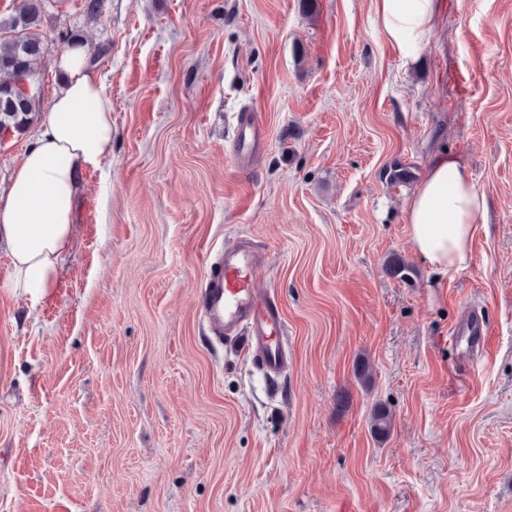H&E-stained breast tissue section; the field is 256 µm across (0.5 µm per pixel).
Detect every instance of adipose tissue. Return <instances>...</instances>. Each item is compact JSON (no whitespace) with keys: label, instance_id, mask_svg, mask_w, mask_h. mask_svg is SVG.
Segmentation results:
<instances>
[{"label":"adipose tissue","instance_id":"adipose-tissue-1","mask_svg":"<svg viewBox=\"0 0 512 512\" xmlns=\"http://www.w3.org/2000/svg\"><path fill=\"white\" fill-rule=\"evenodd\" d=\"M375 8L386 40L408 59L437 26L442 0H375ZM56 66L64 81L0 202L11 267L4 286L34 307L52 296L71 251L78 171L112 155V98L86 50L67 49ZM486 211L485 194L463 174L459 158L438 155L406 209L414 253L443 272L465 269Z\"/></svg>","mask_w":512,"mask_h":512}]
</instances>
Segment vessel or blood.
Returning a JSON list of instances; mask_svg holds the SVG:
<instances>
[{"mask_svg":"<svg viewBox=\"0 0 512 512\" xmlns=\"http://www.w3.org/2000/svg\"><path fill=\"white\" fill-rule=\"evenodd\" d=\"M262 136L251 118L239 119L236 129L238 149H245ZM265 269V260L252 242L241 239L215 257L206 279L200 305L201 315L215 339L236 340L241 352L257 361L270 380H277L288 367L283 341L284 320L278 303L262 297L256 279ZM489 319L466 315L451 332V346L464 355L484 348Z\"/></svg>","mask_w":512,"mask_h":512,"instance_id":"vessel-or-blood-1","label":"vessel or blood"}]
</instances>
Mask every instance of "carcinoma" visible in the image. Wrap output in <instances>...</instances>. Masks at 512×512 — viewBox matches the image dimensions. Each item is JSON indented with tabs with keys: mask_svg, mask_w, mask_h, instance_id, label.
Instances as JSON below:
<instances>
[{
	"mask_svg": "<svg viewBox=\"0 0 512 512\" xmlns=\"http://www.w3.org/2000/svg\"><path fill=\"white\" fill-rule=\"evenodd\" d=\"M43 0H21L15 12L0 19V131L24 132L38 112L19 86L20 79L38 71L46 46L41 32ZM392 415L377 405L371 415V429L378 437L390 433Z\"/></svg>",
	"mask_w": 512,
	"mask_h": 512,
	"instance_id": "1",
	"label": "carcinoma"
}]
</instances>
